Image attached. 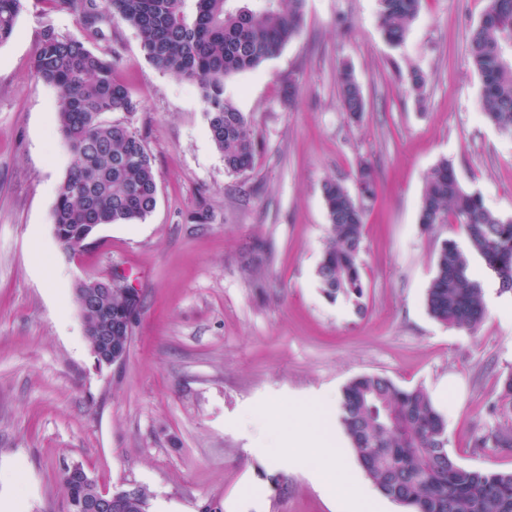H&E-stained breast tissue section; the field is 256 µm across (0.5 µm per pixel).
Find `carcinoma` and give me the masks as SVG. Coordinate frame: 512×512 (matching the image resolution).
Returning <instances> with one entry per match:
<instances>
[{"mask_svg":"<svg viewBox=\"0 0 512 512\" xmlns=\"http://www.w3.org/2000/svg\"><path fill=\"white\" fill-rule=\"evenodd\" d=\"M23 0H0V45L13 35ZM386 41L399 45L421 0H378ZM52 9L78 16L97 35L114 20L135 29L146 58L177 81L194 83L206 105L208 131L230 173L253 168L257 134L245 113L225 96L226 79L254 71L301 32L305 0H196L189 18L184 0H48ZM469 55L483 86L484 117L512 132V0H489L469 37ZM116 58L96 53L78 37L46 28L34 60L36 76L59 90L58 130L70 152L68 172L53 208L56 233L80 240L102 224L144 219L157 204L158 175L143 140L104 115L133 112L137 102L114 78ZM340 103L359 123L366 100L353 69L337 73ZM377 193L373 167L360 164L355 191L335 181L323 185L329 242L316 276L323 293L360 301L361 252L368 204ZM419 224H460L468 248L443 240L426 306L436 321L468 331L486 308L472 256L512 291V217L487 208L465 189L454 166L440 161L426 175ZM502 415L512 412V372L501 382ZM338 417L357 460L379 493L409 512H512V472L461 465L448 452L445 417L421 388H402L382 375H362L342 390Z\"/></svg>","mask_w":512,"mask_h":512,"instance_id":"1","label":"carcinoma"}]
</instances>
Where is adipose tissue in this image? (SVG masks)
<instances>
[{
    "label": "adipose tissue",
    "instance_id": "ef3b65f1",
    "mask_svg": "<svg viewBox=\"0 0 512 512\" xmlns=\"http://www.w3.org/2000/svg\"><path fill=\"white\" fill-rule=\"evenodd\" d=\"M271 417L276 424L278 447L311 461L323 493L344 500L348 512H376L377 504L366 485L341 463L328 431L321 428L316 410L296 402L277 404Z\"/></svg>",
    "mask_w": 512,
    "mask_h": 512
}]
</instances>
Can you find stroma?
Wrapping results in <instances>:
<instances>
[{
  "mask_svg": "<svg viewBox=\"0 0 512 512\" xmlns=\"http://www.w3.org/2000/svg\"><path fill=\"white\" fill-rule=\"evenodd\" d=\"M487 0H422L399 46L378 25V0H306L301 34L225 94L252 121L253 168L227 172L196 85L144 56L116 22L95 35L45 0H24L0 45V512H66L62 470L100 489H141L147 512H338L306 461L269 446L260 410L274 400L330 401L324 417L357 478L337 422L343 387L379 374L404 388L448 389L437 408L447 448L466 467L512 471V447L476 446L499 423L492 407L512 372V292L474 261L486 317L473 333L426 307L435 256L456 224L424 230L427 172L451 162L461 184L512 217V134L486 121L467 52ZM116 55L139 108L106 114L143 138L158 173L145 220L99 226L65 252L52 208L69 155L55 122L58 91L34 72L45 27ZM351 65L367 102L359 125L339 106L336 71ZM423 70L411 90L408 66ZM297 83L284 102L288 80ZM374 167L361 302L329 299L316 279L328 242L325 181L354 188ZM124 273L139 305L124 360L98 366L75 293Z\"/></svg>",
  "mask_w": 512,
  "mask_h": 512,
  "instance_id": "stroma-1",
  "label": "stroma"
}]
</instances>
